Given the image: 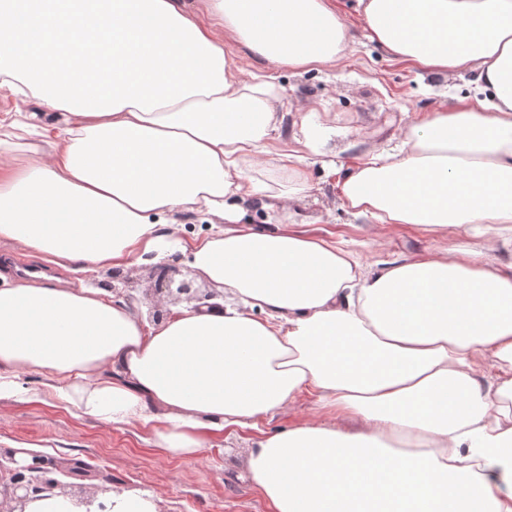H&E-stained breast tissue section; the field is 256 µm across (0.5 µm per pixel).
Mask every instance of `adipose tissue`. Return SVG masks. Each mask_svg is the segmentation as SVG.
<instances>
[{
	"mask_svg": "<svg viewBox=\"0 0 512 512\" xmlns=\"http://www.w3.org/2000/svg\"><path fill=\"white\" fill-rule=\"evenodd\" d=\"M369 39L475 94L408 125L342 184L353 214L432 232L512 224V0H356ZM0 0V88L24 84L66 128L48 160L0 167V243L61 265L119 268L158 253L170 213L225 227L188 249L192 276L233 297L149 325L100 288L0 271V398L17 374L108 423L149 427L171 457L301 393L328 414L254 442L272 512H512V273L468 247L368 269L335 243L244 224L239 204L298 201L303 157L257 175L279 86L243 78L232 39L297 72L342 62L334 0ZM497 374L481 385L475 367ZM16 512H158V499L53 489Z\"/></svg>",
	"mask_w": 512,
	"mask_h": 512,
	"instance_id": "1",
	"label": "adipose tissue"
}]
</instances>
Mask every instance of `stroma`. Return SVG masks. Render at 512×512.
I'll return each mask as SVG.
<instances>
[{
    "label": "stroma",
    "instance_id": "obj_1",
    "mask_svg": "<svg viewBox=\"0 0 512 512\" xmlns=\"http://www.w3.org/2000/svg\"><path fill=\"white\" fill-rule=\"evenodd\" d=\"M346 19L354 43L339 69L314 68L297 75L267 64L241 44L224 42L232 67L246 75L264 73L280 86L277 140L292 142L318 129L323 132L317 150L306 159L309 197L301 203H280L275 224L342 243L368 267L410 255L439 256L463 243L503 270L512 269V247L482 227L437 234L412 224H377L343 207L341 184L351 167L394 143L408 124L471 94L474 79L470 73L445 80L419 73L370 42L356 13L347 12ZM0 267L21 280L47 277L70 288L110 279L107 268L62 267L11 243H0ZM119 274L124 298L138 314H166L180 307V300L156 293L153 264L135 260ZM17 386L18 396L0 400V466L10 467V453L25 448L59 474L62 491L83 495L107 483L116 490L150 491L160 498V512H272L246 471L252 443L298 420L325 417L314 397L304 393L284 413L225 430L205 453L178 459L155 448L147 428L105 423L62 404L46 375L21 374ZM76 459L90 464L87 480L70 477Z\"/></svg>",
    "mask_w": 512,
    "mask_h": 512
}]
</instances>
